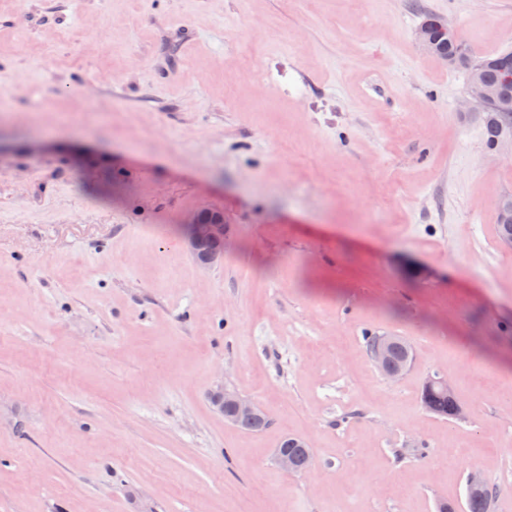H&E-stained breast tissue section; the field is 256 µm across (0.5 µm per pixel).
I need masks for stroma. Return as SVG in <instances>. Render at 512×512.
<instances>
[{
  "instance_id": "1",
  "label": "stroma",
  "mask_w": 512,
  "mask_h": 512,
  "mask_svg": "<svg viewBox=\"0 0 512 512\" xmlns=\"http://www.w3.org/2000/svg\"><path fill=\"white\" fill-rule=\"evenodd\" d=\"M429 15L512 52V0H0V512H512V139ZM438 34L449 36L453 44L457 47V52L460 53L464 51L458 30L449 26L448 20H444L440 17H432L424 20L416 29L417 40L427 51L433 49ZM432 52L437 54L436 50H432ZM190 224L186 246L192 256L203 266L223 264V212L214 210L201 211ZM380 336H366L367 350L371 356L373 352V360L379 367H387L388 357L389 366L394 369L406 370L412 361L411 348L404 338L401 336H394V345L390 352L393 343V337L388 336L382 338L375 346ZM375 346V348H374ZM390 352V356H389ZM429 385H437L444 389L446 392L441 390L431 388ZM429 385H425L423 392V400L426 408L438 415H448L451 416V411L453 408V403L450 399L454 400V409L452 412V416L457 417L460 415V406L458 401L454 399L455 393L452 385L442 376L433 375L430 378ZM213 395H220L223 399L222 407L230 412L236 418L255 416L260 410L257 402L241 397L240 395L224 390L213 391ZM224 418L233 426L248 434H258L266 430L270 422L267 415L261 412L257 417L232 419L228 416ZM301 442L302 439L296 436H285L280 440L277 449H283L285 451L277 450L276 461L279 467L284 471H293L294 461L297 467L301 462L303 456V466L300 470V473L308 474L314 468L316 460L313 452L310 450L305 453V451L310 448H308V446H305L307 448L296 447V445H298ZM288 454L294 458V461L291 457L288 456ZM487 486L476 493L468 492L467 509L469 512H487L489 503L494 494V487L487 483L484 476L477 470H471L467 477V489H477L479 487Z\"/></svg>"
}]
</instances>
